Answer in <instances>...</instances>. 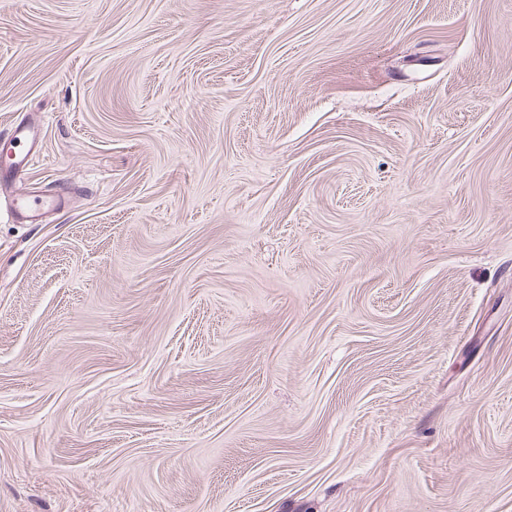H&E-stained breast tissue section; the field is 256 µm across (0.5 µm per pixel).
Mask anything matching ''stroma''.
<instances>
[{"label": "stroma", "instance_id": "1", "mask_svg": "<svg viewBox=\"0 0 512 512\" xmlns=\"http://www.w3.org/2000/svg\"><path fill=\"white\" fill-rule=\"evenodd\" d=\"M19 124L0 512H512V0H0ZM37 139V132L33 126L19 124L10 134L13 151L2 156L1 173L4 177L7 173L19 170L30 160L29 152ZM30 144L27 152L23 148Z\"/></svg>", "mask_w": 512, "mask_h": 512}]
</instances>
